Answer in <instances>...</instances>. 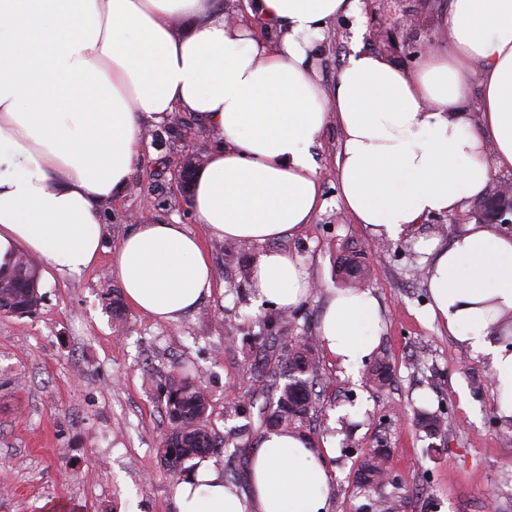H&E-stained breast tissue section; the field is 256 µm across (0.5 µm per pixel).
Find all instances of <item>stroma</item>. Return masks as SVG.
I'll return each mask as SVG.
<instances>
[{
  "label": "stroma",
  "instance_id": "1",
  "mask_svg": "<svg viewBox=\"0 0 512 512\" xmlns=\"http://www.w3.org/2000/svg\"><path fill=\"white\" fill-rule=\"evenodd\" d=\"M449 5L365 0L361 18H337L318 42L314 65L321 84L334 86L357 44L412 70L427 42L447 43ZM163 131L160 125L146 129L130 185L110 207L97 263L66 277L43 272L38 314L0 315V512H53L64 499L82 505V512H176L177 479L157 452L167 431L160 396L165 381L177 366H188L208 394L209 427L222 436L237 433L246 420L226 416L228 396L259 407L265 390L241 343L229 342V335L284 334L292 345L317 335L345 257L370 272L365 286L381 315L377 354L389 362L392 376L378 390L365 376L347 375L327 351L319 353L318 400L303 431L329 454V512H367L377 499V490L357 485L354 473L359 451L380 445L391 450L390 466L403 480L412 512H512V425L495 416L489 363L428 317L427 264L414 248L419 237L449 240L456 216L428 217L413 238L397 242L351 223L338 199L342 132L327 125L314 149L326 207L312 224L272 243L299 258L317 283L285 332L278 309L255 302L243 273L263 245L224 254L203 225L173 206V173L158 169L160 157L178 164L188 153L207 151L212 138L198 123L178 138ZM146 207L156 220L190 225L205 238L223 284L175 324L131 308L115 321L105 290L113 281L112 250ZM420 407L445 419L441 435L430 438L418 429ZM344 416L353 425L356 451L350 455L336 432ZM263 435L253 429L244 438L246 451L228 448L211 458L238 489L247 485V452Z\"/></svg>",
  "mask_w": 512,
  "mask_h": 512
}]
</instances>
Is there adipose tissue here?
Wrapping results in <instances>:
<instances>
[{"mask_svg": "<svg viewBox=\"0 0 512 512\" xmlns=\"http://www.w3.org/2000/svg\"><path fill=\"white\" fill-rule=\"evenodd\" d=\"M361 0H0V267L17 252L73 275L103 250L102 212L123 197L147 125L196 115L215 142L196 167L190 209L219 241L264 243L312 223L326 200L311 148L329 122L343 132L339 199L353 223L393 241L433 215L485 196L492 168L512 170V0H453L448 46L414 70L354 48L333 90L312 52ZM482 67L480 122L467 96ZM494 161L486 163V147ZM427 262L429 316L489 358L496 415L512 424V234L464 222L449 242L414 239ZM111 273L140 313L168 323L211 297L217 275L184 224L136 225ZM293 255L256 259L258 301L288 310L315 288ZM382 329L368 289H338L319 334L358 375ZM256 512H327L330 476L304 433L268 432L249 456ZM177 512H245L224 473L202 461L175 487Z\"/></svg>", "mask_w": 512, "mask_h": 512, "instance_id": "obj_1", "label": "adipose tissue"}]
</instances>
